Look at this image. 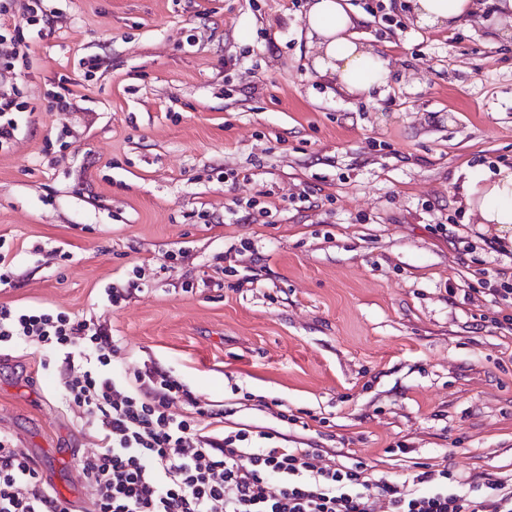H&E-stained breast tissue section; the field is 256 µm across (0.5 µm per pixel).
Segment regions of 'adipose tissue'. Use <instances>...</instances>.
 Instances as JSON below:
<instances>
[{"label":"adipose tissue","instance_id":"obj_1","mask_svg":"<svg viewBox=\"0 0 512 512\" xmlns=\"http://www.w3.org/2000/svg\"><path fill=\"white\" fill-rule=\"evenodd\" d=\"M413 23L423 29L458 26L474 14L486 13L502 35L512 34V0H404ZM357 16L346 0H310L306 26L314 40V69L340 90L371 95L389 85L394 69L389 57L360 41ZM466 204L481 223L512 228V167L472 173L464 183Z\"/></svg>","mask_w":512,"mask_h":512}]
</instances>
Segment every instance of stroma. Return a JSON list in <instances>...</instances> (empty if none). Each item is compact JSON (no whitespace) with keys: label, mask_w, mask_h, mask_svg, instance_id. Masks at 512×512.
I'll return each instance as SVG.
<instances>
[{"label":"stroma","mask_w":512,"mask_h":512,"mask_svg":"<svg viewBox=\"0 0 512 512\" xmlns=\"http://www.w3.org/2000/svg\"><path fill=\"white\" fill-rule=\"evenodd\" d=\"M348 3L394 66L369 97L315 72L308 0H51L41 28L13 0L0 305L103 324L116 373L155 366L225 430L396 481L510 475L512 320L485 286L512 282V245L462 185L512 166V40ZM65 379L0 348V435L89 512Z\"/></svg>","instance_id":"stroma-1"}]
</instances>
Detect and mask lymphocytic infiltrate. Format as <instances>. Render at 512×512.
I'll return each mask as SVG.
<instances>
[{
  "label": "lymphocytic infiltrate",
  "instance_id": "1",
  "mask_svg": "<svg viewBox=\"0 0 512 512\" xmlns=\"http://www.w3.org/2000/svg\"><path fill=\"white\" fill-rule=\"evenodd\" d=\"M18 337L55 345L76 374L60 399L82 408L96 445L78 461L91 512H512V477L468 482L429 465L409 481L374 479L321 465L319 449L283 446L275 432L224 431L218 413L176 417L191 394L152 369L116 375L114 338L87 321L1 305L0 345ZM0 512H72L4 436Z\"/></svg>",
  "mask_w": 512,
  "mask_h": 512
}]
</instances>
